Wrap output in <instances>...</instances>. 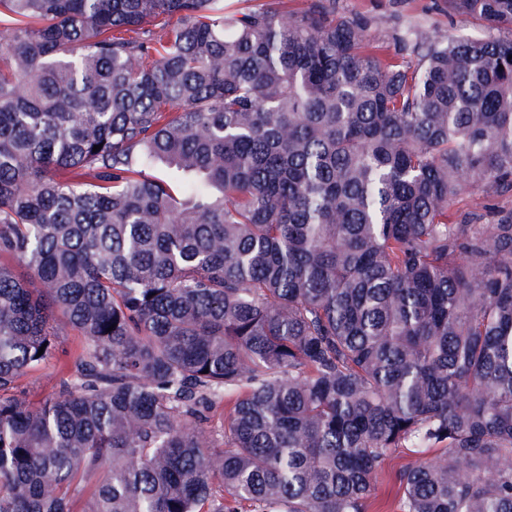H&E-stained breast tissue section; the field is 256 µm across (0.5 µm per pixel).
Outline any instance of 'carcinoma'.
Returning <instances> with one entry per match:
<instances>
[{"label":"carcinoma","mask_w":512,"mask_h":512,"mask_svg":"<svg viewBox=\"0 0 512 512\" xmlns=\"http://www.w3.org/2000/svg\"><path fill=\"white\" fill-rule=\"evenodd\" d=\"M370 28L0 0V512H366L404 447L401 512H512V210L452 209L512 191V39ZM453 209L476 211L482 224H490L499 210L512 209V192L487 194L478 184H471L454 200ZM58 337L59 348L54 362L45 368L22 376L18 383V395L38 400L55 390L59 381L57 374L59 365L69 359L80 341L78 333L71 329L63 331Z\"/></svg>","instance_id":"carcinoma-1"}]
</instances>
